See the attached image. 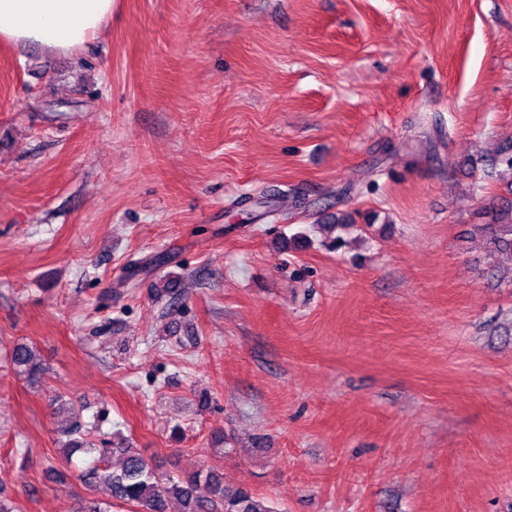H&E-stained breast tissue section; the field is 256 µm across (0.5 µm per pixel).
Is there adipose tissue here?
Here are the masks:
<instances>
[{"label":"adipose tissue","mask_w":512,"mask_h":512,"mask_svg":"<svg viewBox=\"0 0 512 512\" xmlns=\"http://www.w3.org/2000/svg\"><path fill=\"white\" fill-rule=\"evenodd\" d=\"M114 0H0V41L67 53L96 38Z\"/></svg>","instance_id":"1"}]
</instances>
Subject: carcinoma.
Wrapping results in <instances>:
<instances>
[{"label":"carcinoma","mask_w":512,"mask_h":512,"mask_svg":"<svg viewBox=\"0 0 512 512\" xmlns=\"http://www.w3.org/2000/svg\"><path fill=\"white\" fill-rule=\"evenodd\" d=\"M496 250L512 255V208L496 212L487 224L474 225ZM13 364L31 376L42 371L32 347L22 344L12 353ZM60 460L72 463L77 452L94 456L95 464L85 475L89 491L103 486L110 499L136 507L134 512H274L264 499L245 487L228 490L223 477L213 468L191 476L162 475L152 458L131 447H98L91 431L76 420L58 438ZM122 455L113 468L109 456ZM76 512H112V505L92 496L81 502Z\"/></svg>","instance_id":"obj_1"}]
</instances>
